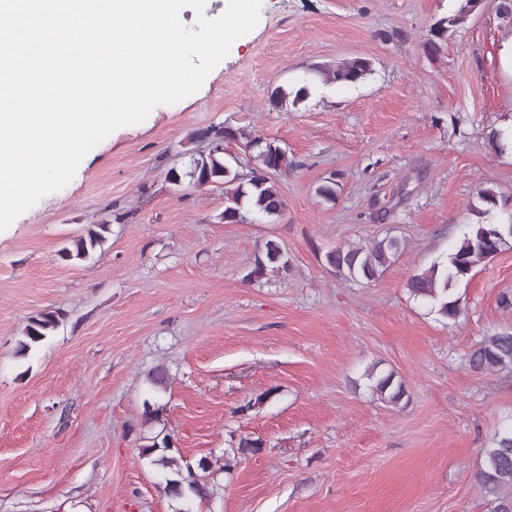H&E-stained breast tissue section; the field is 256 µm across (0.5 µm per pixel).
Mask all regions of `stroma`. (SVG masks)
Returning <instances> with one entry per match:
<instances>
[{
  "mask_svg": "<svg viewBox=\"0 0 512 512\" xmlns=\"http://www.w3.org/2000/svg\"><path fill=\"white\" fill-rule=\"evenodd\" d=\"M499 3L481 0L431 56L429 31L459 0H261L195 97L113 131L0 231V512H174L138 457L160 432L185 459L215 462V494L192 512H489L474 475L512 424V372H475L465 354L512 328L499 302L512 247L457 287L455 322L406 281L470 232L479 186L499 195L496 222L512 219V152L489 143L512 134V20ZM357 57L373 65L363 82H322ZM305 84L306 102L271 106L276 87ZM215 126L233 131L224 155L243 172L246 135L287 149L281 216L227 223L223 186L168 182ZM330 183L326 202L316 190ZM102 223L88 259L60 258ZM388 232L408 246L376 281L326 265L328 250ZM270 239L289 271L245 280ZM57 309L54 335L18 359L28 318ZM373 365L404 380L406 406L371 397ZM147 398L166 405L161 423L144 424ZM243 436L260 451L224 472Z\"/></svg>",
  "mask_w": 512,
  "mask_h": 512,
  "instance_id": "obj_1",
  "label": "stroma"
}]
</instances>
